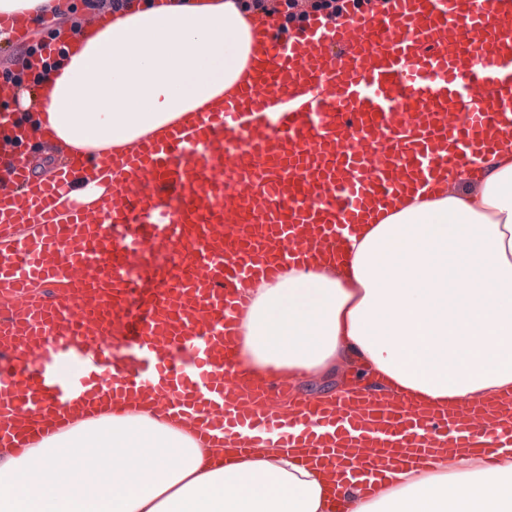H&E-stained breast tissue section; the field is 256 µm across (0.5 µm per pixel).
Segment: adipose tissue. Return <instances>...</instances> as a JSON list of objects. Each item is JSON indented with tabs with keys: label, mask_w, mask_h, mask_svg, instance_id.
Masks as SVG:
<instances>
[{
	"label": "adipose tissue",
	"mask_w": 512,
	"mask_h": 512,
	"mask_svg": "<svg viewBox=\"0 0 512 512\" xmlns=\"http://www.w3.org/2000/svg\"><path fill=\"white\" fill-rule=\"evenodd\" d=\"M251 19L238 0H127L100 25L53 30L60 53L17 58L15 131L83 158L70 196L95 202L112 180L100 153L164 138L243 77ZM448 181L445 195L400 196L321 268L260 284L242 320L243 372L330 382L325 403L349 388L344 367L433 409L512 391V143ZM239 446H203L158 402L106 400L0 448V512H326L325 475L301 449ZM346 495L348 512H512V459L440 454L423 472L388 471L372 497Z\"/></svg>",
	"instance_id": "1"
}]
</instances>
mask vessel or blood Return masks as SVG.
Segmentation results:
<instances>
[{
  "mask_svg": "<svg viewBox=\"0 0 512 512\" xmlns=\"http://www.w3.org/2000/svg\"><path fill=\"white\" fill-rule=\"evenodd\" d=\"M506 134L512 9L385 0L370 15L347 0L268 40L252 78L196 128L113 159L99 204L68 201L75 158L36 182L22 143L0 145V235L11 239L0 295L12 302L0 314V410L21 423L0 427V447L21 446L25 426L49 434L84 401L157 396L202 440L246 427L309 449L338 483L329 512H346L350 477L369 497L383 469H422L441 450L496 458L512 447V394L494 419L412 406L381 380L319 403L284 381L250 387L233 338L252 282L309 268L365 213L408 187L439 191L449 160L491 161ZM17 224L41 234L15 235ZM158 253L170 261L162 283L130 318L136 270ZM36 284L66 292L35 301Z\"/></svg>",
  "mask_w": 512,
  "mask_h": 512,
  "instance_id": "1",
  "label": "vessel or blood"
}]
</instances>
